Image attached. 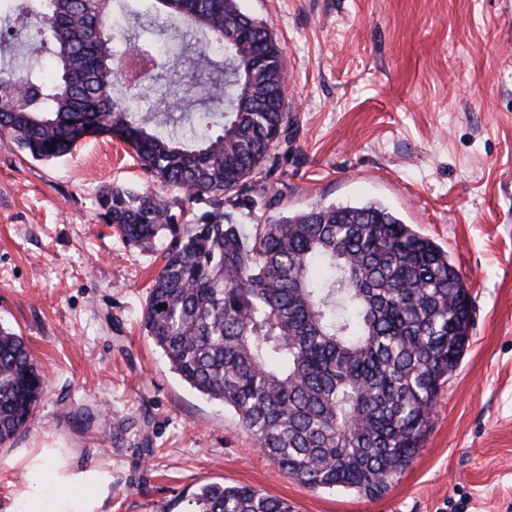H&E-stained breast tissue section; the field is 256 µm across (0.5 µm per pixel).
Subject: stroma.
Instances as JSON below:
<instances>
[{"instance_id": "stroma-1", "label": "stroma", "mask_w": 512, "mask_h": 512, "mask_svg": "<svg viewBox=\"0 0 512 512\" xmlns=\"http://www.w3.org/2000/svg\"><path fill=\"white\" fill-rule=\"evenodd\" d=\"M512 0H240L284 49L295 154L277 208L381 204L447 250L474 326L423 448L381 498L277 471L237 416L170 369L141 312L159 261L103 224L109 185L151 181L116 139L52 161L0 134V324L46 378L15 458L64 448L112 469V512H190L206 484H243L293 512H512Z\"/></svg>"}]
</instances>
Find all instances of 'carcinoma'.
<instances>
[{"instance_id": "obj_1", "label": "carcinoma", "mask_w": 512, "mask_h": 512, "mask_svg": "<svg viewBox=\"0 0 512 512\" xmlns=\"http://www.w3.org/2000/svg\"><path fill=\"white\" fill-rule=\"evenodd\" d=\"M48 62L35 59L0 80V133L35 160L71 154L94 136L128 144L163 192L113 187L99 216L130 247L163 244L162 265L142 310L146 335L170 368L224 403L279 471L312 489L386 493L423 447L439 386L459 366L473 326V301L448 251L386 208L313 206L256 225L247 237L224 202L270 210L293 151L294 120L279 110L282 48L267 26L233 0H153L189 23L199 99L164 101L188 121L177 134L157 116L134 118L138 94L125 82L109 33L112 0H11ZM224 47L218 63L207 46ZM155 69L168 57L144 47ZM253 71L278 78L261 91ZM24 94L23 109L10 102ZM224 104L213 112L209 105ZM181 195L179 211L166 194ZM210 210L188 217L185 204ZM46 387L26 341L0 324V443L32 420ZM191 512H293L246 485H206Z\"/></svg>"}]
</instances>
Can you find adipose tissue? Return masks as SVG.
Returning <instances> with one entry per match:
<instances>
[{"instance_id":"1","label":"adipose tissue","mask_w":512,"mask_h":512,"mask_svg":"<svg viewBox=\"0 0 512 512\" xmlns=\"http://www.w3.org/2000/svg\"><path fill=\"white\" fill-rule=\"evenodd\" d=\"M23 482L14 512H106L112 473L98 464L71 465L58 448H37L16 458Z\"/></svg>"}]
</instances>
